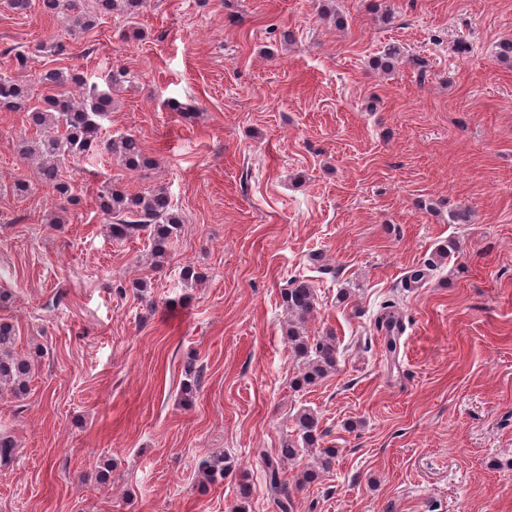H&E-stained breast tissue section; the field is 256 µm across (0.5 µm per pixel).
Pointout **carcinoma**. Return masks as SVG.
<instances>
[{"label":"carcinoma","instance_id":"1","mask_svg":"<svg viewBox=\"0 0 512 512\" xmlns=\"http://www.w3.org/2000/svg\"><path fill=\"white\" fill-rule=\"evenodd\" d=\"M143 3L144 0H42L44 11L57 17L65 28V37L40 45V51L51 56L64 54L67 49L64 38L74 39L98 26L103 17L113 14L126 17L128 27L124 37L136 40L140 31L135 20ZM0 54L11 56L18 70L28 67L29 54L17 47L0 49ZM401 56L398 46L389 45L374 60V66L389 70ZM131 79V74L124 67L111 69L100 84L88 81L74 69L46 68L38 77L44 96L42 105L37 106L31 104V92L26 83L0 76V111L27 113L29 124L39 131L32 138H21L16 142L17 155L35 162L41 183L49 186L64 202L78 203L63 175L64 168L101 148L128 171L151 169L152 162L136 137L128 134L101 136V121L112 111V91L131 82ZM97 202L105 216L109 238L125 241L145 234L150 238L153 264L164 266L169 263L167 245L180 235L183 220L166 188L156 187L143 194H130L112 181L104 182L98 189ZM281 299L292 316L284 335L293 357L303 365V373L295 384H313L326 378L336 371V337L329 334L311 341L301 326L315 311V289L309 283L296 279L282 291ZM390 323L402 325L395 301L382 306L376 328L380 330ZM15 343L14 327L1 321L0 385L22 395L28 390L32 364L16 354ZM197 385V371L190 362L184 369L181 383V394L185 400H190ZM293 426L302 446L315 451L316 466L301 471L290 482L282 479V466L294 460L299 452L293 441L284 442L277 456L265 459L268 493L279 512H293L295 492L316 481L321 472L333 468L338 454V449L322 445L324 431L314 412L307 409L298 411ZM230 468L229 461L221 453L201 462L202 473L210 485L224 481L225 472Z\"/></svg>","mask_w":512,"mask_h":512}]
</instances>
